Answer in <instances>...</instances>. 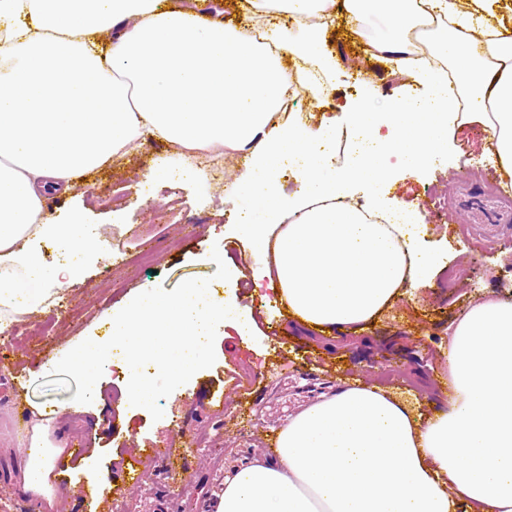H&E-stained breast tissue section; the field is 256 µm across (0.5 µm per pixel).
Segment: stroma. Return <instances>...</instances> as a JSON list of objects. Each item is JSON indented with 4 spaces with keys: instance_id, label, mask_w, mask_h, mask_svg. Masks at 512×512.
I'll use <instances>...</instances> for the list:
<instances>
[{
    "instance_id": "35a3bbf8",
    "label": "stroma",
    "mask_w": 512,
    "mask_h": 512,
    "mask_svg": "<svg viewBox=\"0 0 512 512\" xmlns=\"http://www.w3.org/2000/svg\"><path fill=\"white\" fill-rule=\"evenodd\" d=\"M385 27L379 16L353 26L341 9L328 27L326 47L339 66L322 80L316 114L335 119L341 131H348V113L366 96L384 101L404 81L373 45ZM213 154L220 168L201 183L179 168L176 147L147 143L52 199V212L81 209L105 245L80 281L0 332V353L7 355L0 371V512L38 507L37 498L22 494L14 480L18 436L30 404L63 407L58 423L65 437L77 434L86 442L82 457L57 465L60 512H210L225 472L267 456L268 441L322 395L359 382L387 388L428 415L444 407L450 329L483 294L512 297V223L467 220L470 207L491 200L490 183L506 182L488 154L486 133L469 125L457 131L447 156L422 175H405L390 190L396 214L423 227L426 245L446 260V271L431 287L404 298L364 329L336 337L300 325L282 304L269 300L250 334L219 326L215 363L184 390L162 399L160 420L130 406L119 361L97 383L91 410L68 412L77 386L71 377L54 373V366L84 339L107 336L113 312L144 288L170 291L185 280L206 279L216 296L238 305L239 316L252 307L249 281L216 279L217 266L208 260L215 248L228 267L245 272L259 260L229 233L243 206L230 188L242 164L225 160L222 147H214ZM160 160L172 163V171L149 178ZM144 252L152 255L151 266L137 264ZM14 384L22 389V401L9 391ZM200 432L209 434V446L192 444ZM144 448H177L181 457L177 467L147 469L132 462ZM131 469L142 475L139 487L123 485ZM91 470L123 487L122 497L92 495Z\"/></svg>"
}]
</instances>
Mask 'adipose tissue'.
Masks as SVG:
<instances>
[{
	"label": "adipose tissue",
	"instance_id": "obj_1",
	"mask_svg": "<svg viewBox=\"0 0 512 512\" xmlns=\"http://www.w3.org/2000/svg\"><path fill=\"white\" fill-rule=\"evenodd\" d=\"M361 20L387 18L376 42L412 85L383 111L351 113L344 167L331 169L336 132L279 115L295 89L315 96L335 64L323 30L275 29L261 49L249 26L205 21L198 7L163 0H0V330L77 281L80 264L46 268L38 246L62 242L87 255L99 237L78 216L50 219L49 194H67L90 171L150 141L186 161L216 144L248 156L237 185L240 237L299 324L327 335L368 324L440 266L408 224H387L389 157L419 173L462 126L482 125L512 177V36L475 0H344ZM445 18L415 58L423 16ZM309 65L295 86L284 57ZM472 111L458 109L459 98ZM293 165L302 189L275 178ZM373 204L349 202L354 184ZM449 400L423 415L380 387L351 384L297 413L275 458L225 474L212 512H512V300L473 304L448 338ZM22 492L55 506V465L65 446L54 414L32 405L18 439Z\"/></svg>",
	"mask_w": 512,
	"mask_h": 512
}]
</instances>
